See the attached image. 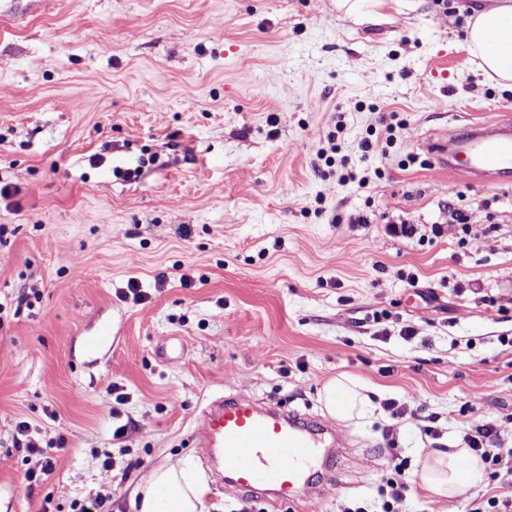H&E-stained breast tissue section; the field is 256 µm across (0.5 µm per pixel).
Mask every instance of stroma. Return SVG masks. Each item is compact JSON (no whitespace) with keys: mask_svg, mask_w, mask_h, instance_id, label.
<instances>
[{"mask_svg":"<svg viewBox=\"0 0 512 512\" xmlns=\"http://www.w3.org/2000/svg\"><path fill=\"white\" fill-rule=\"evenodd\" d=\"M476 2L0 0V512H72L106 456V510L131 512L151 469L201 467L211 401L323 418L318 391L340 374L380 396L332 420L349 449L311 479L336 489L280 503L211 478L207 512L368 508L394 460L418 477L478 422L512 448V183L448 176L420 147L512 101L466 46ZM390 112L396 144L362 159ZM332 135L336 164L382 178L323 180ZM459 208L466 240L432 232ZM132 277L142 302L120 297ZM389 399L416 414L391 418ZM21 421L66 438L31 491ZM494 495L512 496V475L452 507Z\"/></svg>","mask_w":512,"mask_h":512,"instance_id":"stroma-1","label":"stroma"}]
</instances>
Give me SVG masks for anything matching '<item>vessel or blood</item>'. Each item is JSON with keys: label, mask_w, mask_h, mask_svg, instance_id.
I'll use <instances>...</instances> for the list:
<instances>
[{"label": "vessel or blood", "mask_w": 512, "mask_h": 512, "mask_svg": "<svg viewBox=\"0 0 512 512\" xmlns=\"http://www.w3.org/2000/svg\"><path fill=\"white\" fill-rule=\"evenodd\" d=\"M424 148L449 175L512 181L510 116L438 130ZM199 441L221 460L225 478L238 490L267 486L285 501L307 489L306 471L320 451L315 430L296 416L240 397L204 411Z\"/></svg>", "instance_id": "1"}]
</instances>
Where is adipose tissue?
<instances>
[{"label":"adipose tissue","instance_id":"adipose-tissue-1","mask_svg":"<svg viewBox=\"0 0 512 512\" xmlns=\"http://www.w3.org/2000/svg\"><path fill=\"white\" fill-rule=\"evenodd\" d=\"M512 19V0H482L468 22L466 45L480 58L481 69L490 77L512 83V43L487 49L484 35L503 19ZM371 385L339 375L329 379L319 391L330 416L341 420L364 417L374 403ZM485 465L466 448L438 451L422 466L419 480L431 496L455 500L467 488L480 486ZM207 482L202 474L191 472L178 460L152 470L140 478L130 493L133 512H204Z\"/></svg>","mask_w":512,"mask_h":512}]
</instances>
